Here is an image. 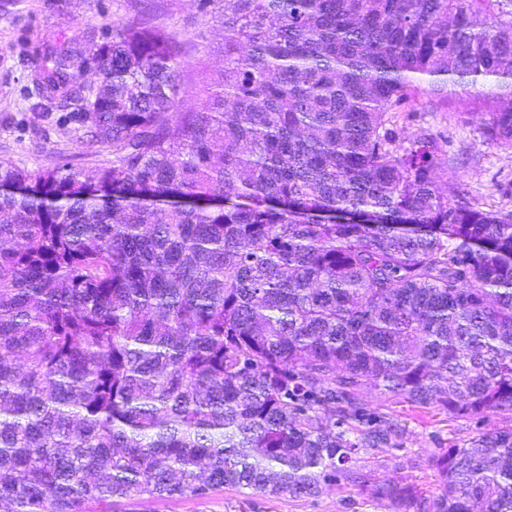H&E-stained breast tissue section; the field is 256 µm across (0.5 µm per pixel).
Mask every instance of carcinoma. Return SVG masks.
I'll return each mask as SVG.
<instances>
[{
    "instance_id": "carcinoma-1",
    "label": "carcinoma",
    "mask_w": 512,
    "mask_h": 512,
    "mask_svg": "<svg viewBox=\"0 0 512 512\" xmlns=\"http://www.w3.org/2000/svg\"><path fill=\"white\" fill-rule=\"evenodd\" d=\"M224 69L179 100L143 24L43 66L112 145L95 177L0 164V501L86 512L219 489H356L383 512H512V426L434 456L440 493L358 466L405 426L361 397L512 420V211L393 147L423 92L512 145V0H224Z\"/></svg>"
}]
</instances>
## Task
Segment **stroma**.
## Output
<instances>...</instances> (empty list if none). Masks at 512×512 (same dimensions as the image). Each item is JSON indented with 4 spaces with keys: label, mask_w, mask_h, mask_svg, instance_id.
Wrapping results in <instances>:
<instances>
[{
    "label": "stroma",
    "mask_w": 512,
    "mask_h": 512,
    "mask_svg": "<svg viewBox=\"0 0 512 512\" xmlns=\"http://www.w3.org/2000/svg\"><path fill=\"white\" fill-rule=\"evenodd\" d=\"M147 23L180 46V96L206 106L205 78L224 66V26L200 12L197 0H0V163L20 169H51L66 163L91 174L112 159L108 145L90 147L66 107L51 106L38 89L39 66L58 51L83 52L102 42L113 26ZM411 113L397 117L396 143L406 147L419 132L438 144V176L460 184L472 201L493 210H512V147L484 141L478 115L416 96ZM362 398L406 426L404 447L373 448L360 461L379 480L412 484L439 493L432 465L438 449L473 436L479 422L456 419L433 407L385 400L373 386ZM92 512H376L355 490L323 486L314 498L293 500L219 490L201 498L148 500L138 496L114 506L95 504Z\"/></svg>",
    "instance_id": "obj_1"
}]
</instances>
